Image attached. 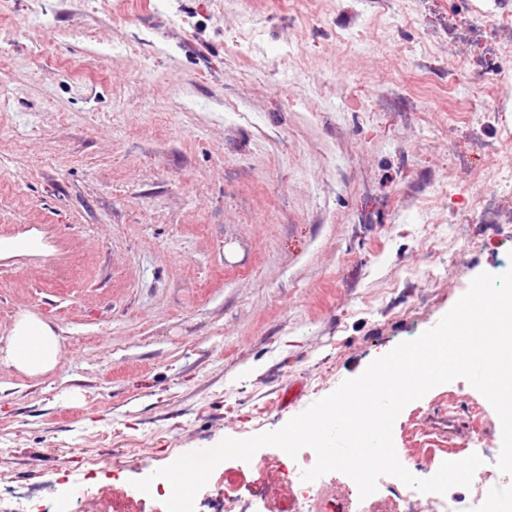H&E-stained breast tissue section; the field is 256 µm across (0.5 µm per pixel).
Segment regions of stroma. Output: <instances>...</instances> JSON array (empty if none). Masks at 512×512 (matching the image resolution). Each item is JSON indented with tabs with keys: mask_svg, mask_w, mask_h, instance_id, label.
<instances>
[{
	"mask_svg": "<svg viewBox=\"0 0 512 512\" xmlns=\"http://www.w3.org/2000/svg\"><path fill=\"white\" fill-rule=\"evenodd\" d=\"M511 25L512 0H0V347L24 314L61 341L44 376L0 364V491L66 493L93 457L139 496L511 269L512 52L485 60ZM393 440L425 479L498 459L502 425L458 378Z\"/></svg>",
	"mask_w": 512,
	"mask_h": 512,
	"instance_id": "stroma-1",
	"label": "stroma"
}]
</instances>
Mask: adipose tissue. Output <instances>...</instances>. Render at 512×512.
I'll return each instance as SVG.
<instances>
[{"mask_svg": "<svg viewBox=\"0 0 512 512\" xmlns=\"http://www.w3.org/2000/svg\"><path fill=\"white\" fill-rule=\"evenodd\" d=\"M59 354L58 334L39 318L26 314L18 318L5 348L0 349V364L35 378L52 371Z\"/></svg>", "mask_w": 512, "mask_h": 512, "instance_id": "1", "label": "adipose tissue"}]
</instances>
